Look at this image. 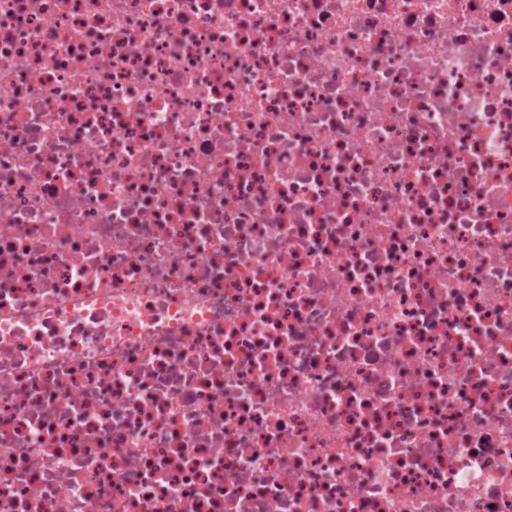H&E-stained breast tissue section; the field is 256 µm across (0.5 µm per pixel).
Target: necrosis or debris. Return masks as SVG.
I'll use <instances>...</instances> for the list:
<instances>
[{
	"mask_svg": "<svg viewBox=\"0 0 512 512\" xmlns=\"http://www.w3.org/2000/svg\"><path fill=\"white\" fill-rule=\"evenodd\" d=\"M0 512H512V0H0Z\"/></svg>",
	"mask_w": 512,
	"mask_h": 512,
	"instance_id": "4bbe7bcc",
	"label": "necrosis or debris"
}]
</instances>
